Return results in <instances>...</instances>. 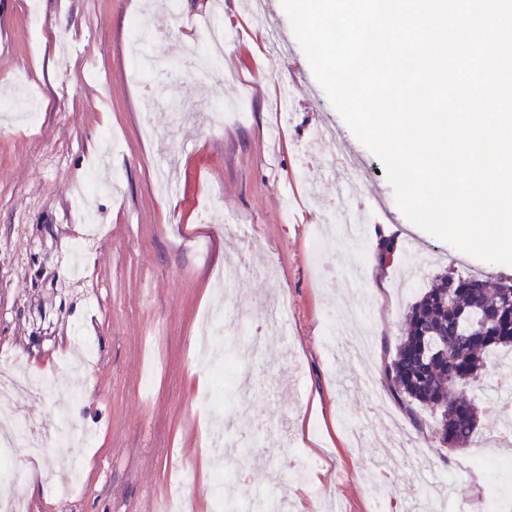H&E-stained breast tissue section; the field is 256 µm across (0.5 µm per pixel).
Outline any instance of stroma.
Returning <instances> with one entry per match:
<instances>
[{
  "mask_svg": "<svg viewBox=\"0 0 512 512\" xmlns=\"http://www.w3.org/2000/svg\"><path fill=\"white\" fill-rule=\"evenodd\" d=\"M214 0H0V103L17 92L40 106L35 126L0 111V360L18 356L42 394L0 397V410L46 422L40 454L11 449L15 490L28 512H163L169 475L186 465L182 494L193 512H219L225 486L239 507L258 493L284 498V512H322L335 497L343 512H418L424 484L410 458L395 457L383 488L376 452L418 444L430 479L452 480L460 501L478 502L474 455L500 447L489 405L512 392V375L489 371L470 396L481 412L465 448L414 433L381 378L402 315L420 295L403 288L408 251L425 257L423 282L447 269L493 280L512 267L470 257L419 228L395 203L380 159L364 147L317 83L281 0H268L267 26L248 0H222L231 37L211 74L181 70L205 49L201 21ZM282 55L264 71L267 27ZM166 73L136 71L152 51ZM290 82L289 109L277 84ZM160 116L142 123L146 97ZM243 100L245 116L217 128L209 114ZM329 121L363 164L357 203L372 223L363 235L317 249L337 178L311 144ZM392 215L377 222L374 195ZM398 251L381 280L329 282L326 275L373 263L379 237ZM233 265L226 286L215 269ZM370 293L371 373L345 357L342 343L360 320L346 314ZM288 298L289 343L269 333L263 357H229L250 378L228 384L210 406L209 369L194 359L198 322L214 298L261 325L266 298ZM223 425L234 451L216 476L207 427ZM51 468L66 501L27 473Z\"/></svg>",
  "mask_w": 512,
  "mask_h": 512,
  "instance_id": "obj_1",
  "label": "stroma"
}]
</instances>
